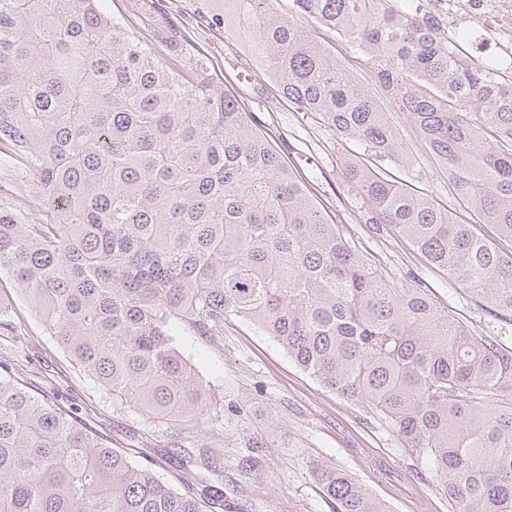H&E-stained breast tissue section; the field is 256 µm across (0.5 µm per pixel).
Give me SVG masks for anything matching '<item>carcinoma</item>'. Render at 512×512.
I'll return each mask as SVG.
<instances>
[{"mask_svg": "<svg viewBox=\"0 0 512 512\" xmlns=\"http://www.w3.org/2000/svg\"><path fill=\"white\" fill-rule=\"evenodd\" d=\"M229 2L296 109L402 168L406 120L461 205L512 241V78L452 48L428 0ZM147 22L162 56L102 0H0V278L114 403L208 423L214 392L173 336L221 340L235 316L385 418L456 512H512V349L354 250L182 30ZM340 175L365 223L512 325V249L378 167L343 159ZM13 371L0 358V512H203ZM312 476L334 512H388L341 469Z\"/></svg>", "mask_w": 512, "mask_h": 512, "instance_id": "cac0c4a2", "label": "carcinoma"}]
</instances>
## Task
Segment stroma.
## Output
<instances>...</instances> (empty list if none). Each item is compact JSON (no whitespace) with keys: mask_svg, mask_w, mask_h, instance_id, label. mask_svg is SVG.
I'll use <instances>...</instances> for the list:
<instances>
[{"mask_svg":"<svg viewBox=\"0 0 512 512\" xmlns=\"http://www.w3.org/2000/svg\"><path fill=\"white\" fill-rule=\"evenodd\" d=\"M145 2L166 13L210 56L218 82L251 112L286 157L316 177L323 208L341 216L349 236L376 258L390 281L403 288L423 283L464 325L485 336H500L512 348V335L501 334V322L489 304L468 296L446 274L428 266L406 241L364 222L357 201L341 181L333 133L277 96L274 78L253 52L246 32L214 16L211 0ZM243 67L251 70L252 82L238 81ZM399 132L415 156L403 178L440 205L457 208L446 177L429 162L414 129L405 125ZM178 343L216 394L217 421L190 429L187 435L214 448L217 458L214 468L199 469L198 480L191 482L197 497L217 490L225 502L241 505L242 512H333V501L311 477L318 462L351 474L390 512H455L426 460L416 456L385 419L322 387L255 326L231 318L224 323L221 341L186 332ZM0 354L15 359L18 376L31 393L70 408L110 447L151 464L167 481L182 477L171 455L175 432L133 408L113 404L63 352L25 301L15 300L10 326L0 329ZM256 451L263 465L252 472L246 461Z\"/></svg>","mask_w":512,"mask_h":512,"instance_id":"stroma-1","label":"stroma"}]
</instances>
